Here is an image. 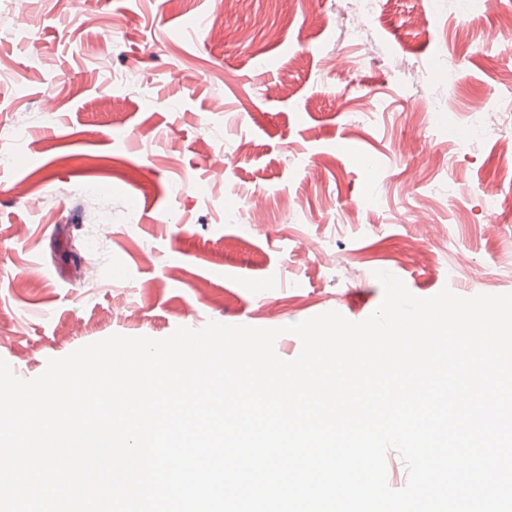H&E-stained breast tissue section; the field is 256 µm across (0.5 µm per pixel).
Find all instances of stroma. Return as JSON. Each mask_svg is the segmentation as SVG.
<instances>
[{"label":"stroma","mask_w":512,"mask_h":512,"mask_svg":"<svg viewBox=\"0 0 512 512\" xmlns=\"http://www.w3.org/2000/svg\"><path fill=\"white\" fill-rule=\"evenodd\" d=\"M94 2L110 34L84 23L83 0H34L28 22L0 0L13 372L114 334L358 322L383 298L379 271L422 298L512 293V49L493 21L512 0L485 16L463 0H294L286 22L280 0ZM463 30L480 48L461 49ZM452 56L454 91L438 66ZM487 96L498 107L471 111ZM438 108L452 126L430 122Z\"/></svg>","instance_id":"obj_1"}]
</instances>
